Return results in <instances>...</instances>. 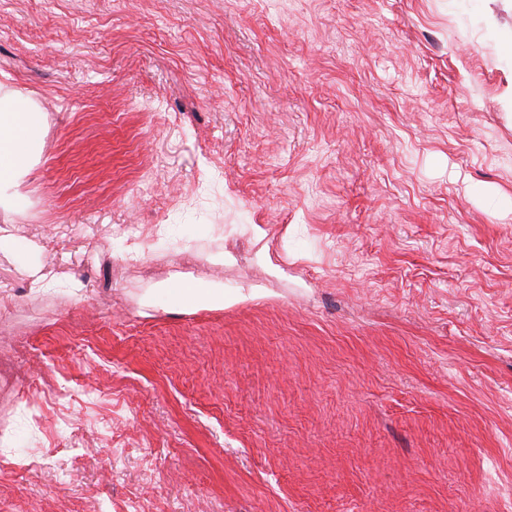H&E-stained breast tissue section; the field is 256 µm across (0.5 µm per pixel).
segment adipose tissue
I'll return each instance as SVG.
<instances>
[{
  "label": "adipose tissue",
  "mask_w": 512,
  "mask_h": 512,
  "mask_svg": "<svg viewBox=\"0 0 512 512\" xmlns=\"http://www.w3.org/2000/svg\"><path fill=\"white\" fill-rule=\"evenodd\" d=\"M40 123L39 112L22 100L16 101L10 110L0 113V186L11 184L21 172L28 170L29 146ZM169 294L176 302L195 299L214 308L252 301L259 296L254 288L234 292L221 289L207 291L188 281L171 287Z\"/></svg>",
  "instance_id": "adipose-tissue-1"
}]
</instances>
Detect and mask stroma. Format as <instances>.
<instances>
[{"mask_svg":"<svg viewBox=\"0 0 512 512\" xmlns=\"http://www.w3.org/2000/svg\"><path fill=\"white\" fill-rule=\"evenodd\" d=\"M499 30L512 0H0V96L43 114L0 208V512H512ZM168 290L171 298L175 302H183L190 299L202 300L214 308H224V305L253 301L260 296V292L256 288H250L248 291L237 290L234 292H224L223 289L198 288L189 281H182L176 286L170 287Z\"/></svg>","mask_w":512,"mask_h":512,"instance_id":"stroma-1","label":"stroma"}]
</instances>
